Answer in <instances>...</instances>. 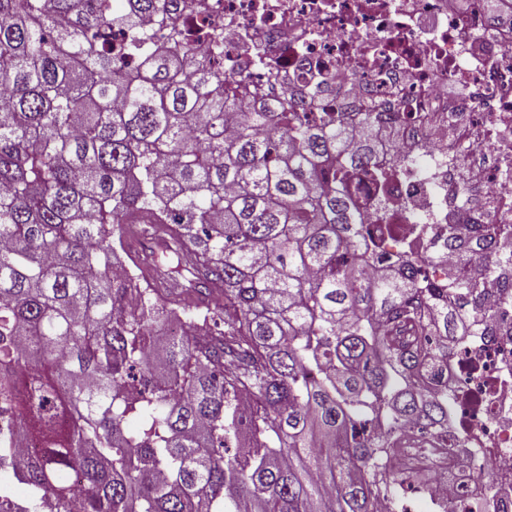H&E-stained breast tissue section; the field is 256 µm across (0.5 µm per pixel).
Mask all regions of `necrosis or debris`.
<instances>
[{
    "label": "necrosis or debris",
    "instance_id": "necrosis-or-debris-1",
    "mask_svg": "<svg viewBox=\"0 0 512 512\" xmlns=\"http://www.w3.org/2000/svg\"><path fill=\"white\" fill-rule=\"evenodd\" d=\"M487 21L485 0H201L194 20L224 33V71L240 111L287 107L317 87L312 112L386 114L380 159L396 165L385 200L405 255L428 254L423 224L447 233L512 223V0ZM458 86L447 98L449 86ZM487 164L466 174L465 159ZM444 431L411 427L422 456L413 512H512V331L454 337Z\"/></svg>",
    "mask_w": 512,
    "mask_h": 512
}]
</instances>
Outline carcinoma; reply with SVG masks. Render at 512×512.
Returning a JSON list of instances; mask_svg holds the SVG:
<instances>
[{"label": "carcinoma", "instance_id": "obj_1", "mask_svg": "<svg viewBox=\"0 0 512 512\" xmlns=\"http://www.w3.org/2000/svg\"><path fill=\"white\" fill-rule=\"evenodd\" d=\"M189 2L0 0V470L20 512H380L412 488L399 429L448 422L434 353L512 280V235L448 238L483 252L451 285L368 273L392 225L352 188L393 176L380 113L356 136L302 102L237 111L223 34L201 61L171 25ZM123 224L167 294L115 279Z\"/></svg>", "mask_w": 512, "mask_h": 512}]
</instances>
